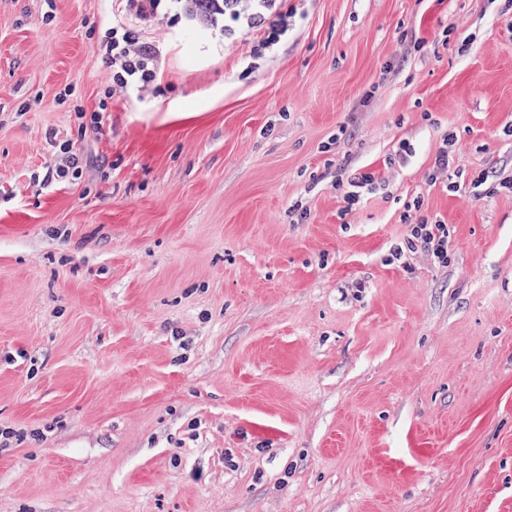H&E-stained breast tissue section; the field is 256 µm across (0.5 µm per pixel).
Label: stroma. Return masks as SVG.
<instances>
[{
	"instance_id": "1",
	"label": "stroma",
	"mask_w": 512,
	"mask_h": 512,
	"mask_svg": "<svg viewBox=\"0 0 512 512\" xmlns=\"http://www.w3.org/2000/svg\"><path fill=\"white\" fill-rule=\"evenodd\" d=\"M287 5L96 135L110 0H0V512H512V0ZM60 162L55 165L52 177L58 182L75 180L82 176L86 160L80 151L74 149L68 140L58 144ZM340 176L341 178L336 179V188L338 190H344V198L350 206L359 203L361 197L359 189L378 183L373 172L353 173L346 178L345 182L342 178V174ZM411 227L410 235L406 239L405 245L408 251L414 252L418 249L424 250L434 257L441 264H448V226L440 222L428 224V222H418L409 224Z\"/></svg>"
}]
</instances>
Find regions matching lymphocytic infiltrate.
I'll return each mask as SVG.
<instances>
[{"label": "lymphocytic infiltrate", "mask_w": 512, "mask_h": 512, "mask_svg": "<svg viewBox=\"0 0 512 512\" xmlns=\"http://www.w3.org/2000/svg\"><path fill=\"white\" fill-rule=\"evenodd\" d=\"M191 0H112V17L96 41V50L108 69L111 87L106 100L93 111L75 107L79 129L102 131L108 100L117 95H143L158 81L169 45L150 37L149 29L162 13L194 19L222 41L225 50L246 46L242 77L258 71L288 42L295 14L284 0H214L208 17L194 16ZM405 245L408 251L424 250L441 264L448 263V227L424 221L412 225Z\"/></svg>", "instance_id": "1"}]
</instances>
